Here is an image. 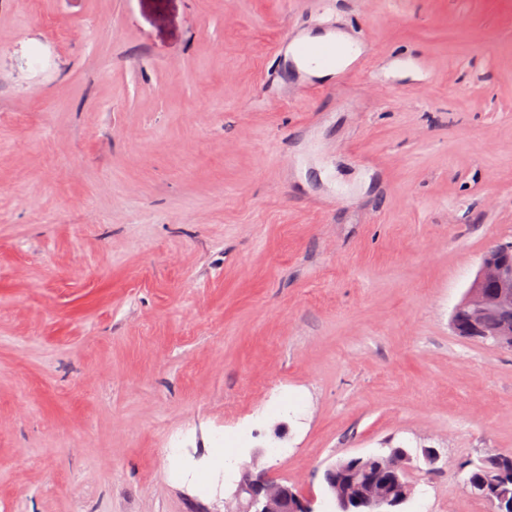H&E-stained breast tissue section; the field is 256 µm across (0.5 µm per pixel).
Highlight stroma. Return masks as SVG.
Segmentation results:
<instances>
[{
	"mask_svg": "<svg viewBox=\"0 0 512 512\" xmlns=\"http://www.w3.org/2000/svg\"><path fill=\"white\" fill-rule=\"evenodd\" d=\"M331 24L384 67L293 74ZM510 242L512 0H0V512H335L392 448L401 512H493L512 350L450 319ZM367 457H354V464L344 466L341 463L330 465L324 472V482L327 491L334 498L336 512H357L353 505L361 502L367 504L385 503L387 508L371 506L368 510H379L380 512H400L394 510L404 501L406 502L411 494L408 487L407 497H396L390 499L389 489L392 491L407 483L406 458L400 454L392 453L385 458L384 464L370 469L368 466H360L358 460ZM406 499V500H405ZM404 502V503H405ZM238 492L247 495L245 506L225 512H315L313 497L271 479L265 471L244 469Z\"/></svg>",
	"mask_w": 512,
	"mask_h": 512,
	"instance_id": "35a3bbf8",
	"label": "stroma"
}]
</instances>
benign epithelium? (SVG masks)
Instances as JSON below:
<instances>
[{"label": "benign epithelium", "mask_w": 512, "mask_h": 512, "mask_svg": "<svg viewBox=\"0 0 512 512\" xmlns=\"http://www.w3.org/2000/svg\"><path fill=\"white\" fill-rule=\"evenodd\" d=\"M456 335L491 341L512 350V245L487 248L474 280L452 316ZM327 491L334 498L336 512H357L353 506L385 503L380 512H396L405 498H390L407 483L406 458L392 453L370 469L356 461L351 466L330 465L324 472ZM239 494L246 495L245 506L225 512H315L313 498L297 488L277 482L267 472L243 470Z\"/></svg>", "instance_id": "obj_1"}]
</instances>
